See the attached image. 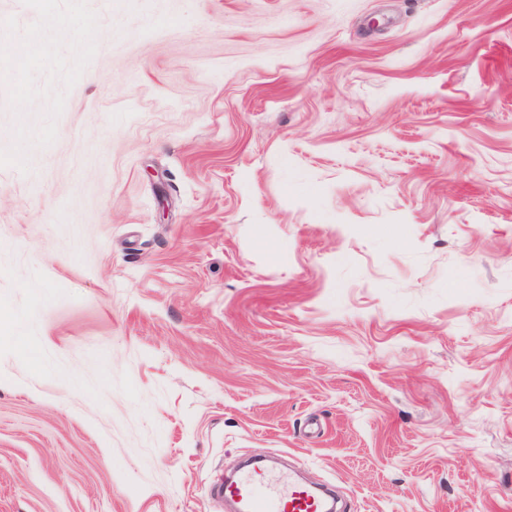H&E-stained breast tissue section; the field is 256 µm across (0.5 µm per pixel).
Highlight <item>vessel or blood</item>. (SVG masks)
<instances>
[{"mask_svg":"<svg viewBox=\"0 0 512 512\" xmlns=\"http://www.w3.org/2000/svg\"><path fill=\"white\" fill-rule=\"evenodd\" d=\"M217 495L239 512H333L327 488L302 483L296 474L282 475L273 461L262 460L241 467L234 477L218 480Z\"/></svg>","mask_w":512,"mask_h":512,"instance_id":"obj_1","label":"vessel or blood"}]
</instances>
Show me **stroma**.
<instances>
[{"label": "stroma", "instance_id": "35a3bbf8", "mask_svg": "<svg viewBox=\"0 0 512 512\" xmlns=\"http://www.w3.org/2000/svg\"><path fill=\"white\" fill-rule=\"evenodd\" d=\"M0 167V512H512V0H87ZM283 468L273 461L250 462L231 479H219L214 491L234 504L239 512H331L333 498L327 488L302 483L294 471L277 474Z\"/></svg>", "mask_w": 512, "mask_h": 512}]
</instances>
